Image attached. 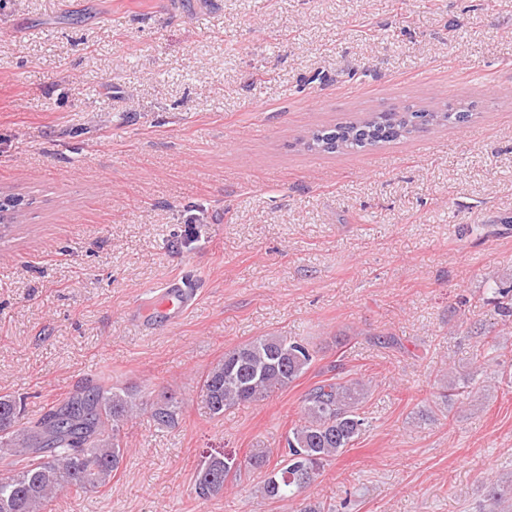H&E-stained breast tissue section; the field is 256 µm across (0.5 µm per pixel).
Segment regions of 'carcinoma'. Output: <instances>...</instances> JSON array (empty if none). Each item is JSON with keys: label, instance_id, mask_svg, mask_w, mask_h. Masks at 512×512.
<instances>
[{"label": "carcinoma", "instance_id": "1", "mask_svg": "<svg viewBox=\"0 0 512 512\" xmlns=\"http://www.w3.org/2000/svg\"><path fill=\"white\" fill-rule=\"evenodd\" d=\"M472 118V104L459 102L439 112H382L365 125L345 121L312 132L315 148L329 143L342 154L405 138L418 119L430 126H460ZM315 359L303 341L286 336H258L224 352L204 376L200 393L212 415L245 403H258L301 377ZM367 390L358 379H327L310 389L301 416L282 436L281 453L251 448L242 459L211 456L196 471L194 492L200 499L224 494L242 472L263 473L262 497L295 500L297 512H324L304 493L325 467L351 448L366 428L360 406ZM179 401L163 392L151 400L129 388L88 384L37 420L23 421L21 401L0 394V460L11 466L0 474V512H45L64 491L96 492L120 469L126 443L122 431L141 414L158 427L178 421ZM276 462H271L272 457Z\"/></svg>", "mask_w": 512, "mask_h": 512}]
</instances>
